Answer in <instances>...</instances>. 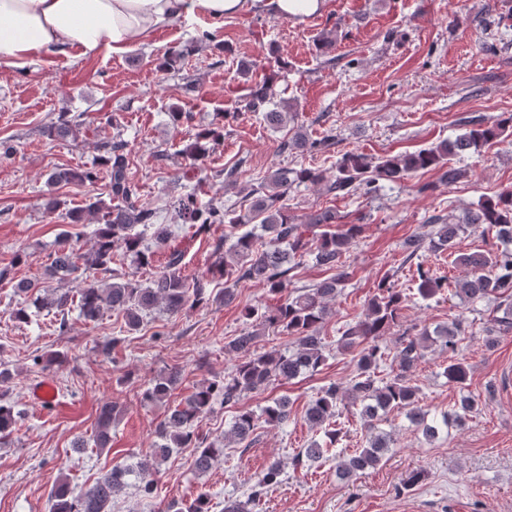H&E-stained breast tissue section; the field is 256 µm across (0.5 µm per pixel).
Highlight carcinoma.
Returning <instances> with one entry per match:
<instances>
[{
	"instance_id": "obj_1",
	"label": "carcinoma",
	"mask_w": 512,
	"mask_h": 512,
	"mask_svg": "<svg viewBox=\"0 0 512 512\" xmlns=\"http://www.w3.org/2000/svg\"><path fill=\"white\" fill-rule=\"evenodd\" d=\"M192 50V45L172 47L160 63L164 71L175 69ZM270 80L252 81L246 96V108L251 112H263V119L273 128L297 119L294 112L265 109L269 103ZM468 129L453 139H443L427 148L415 152L385 157H368L364 154L346 153L336 161L335 174L328 178L317 169L278 168L271 172L266 184L256 189L259 197L246 215L226 211L224 207L210 205L203 209L196 203L193 194L187 193L176 200V213L183 224H189L201 233L212 224L259 225L260 233L244 232L232 241L220 240L214 245V262L207 273L189 278L183 272V252H169L165 266L146 281L128 277L121 282H104V276L113 274L112 259L118 248L132 256L140 268L153 264V255L141 248V237L136 228L151 227L159 243L168 240L167 225L157 223V213L142 201L138 186L129 169L128 152L123 140L101 143V162L107 167L108 200L101 198L88 204L86 211L97 217L95 247L85 256L77 252L66 232L60 234L56 248L49 254V274L64 279L78 271L85 277L77 290L44 288L37 283L19 280L13 284L16 293L33 298L36 311L53 310L60 316L56 331L67 333L68 313L77 309L86 322H94L105 311H113L124 319L127 331H136L143 317L157 308L171 315L186 309L204 307L209 303L229 304L236 298V284L249 280L259 282L271 294H285V298L272 310L258 307L245 309L244 317L250 321L248 331L224 344V351L236 358L230 373L219 379L202 382L183 402L170 409L159 423V442L138 458L135 466L124 463L112 466L93 486L81 488L62 478L55 485L51 498L52 512H108V505L116 495L130 485L131 475L142 481L141 491L150 496L154 493L153 481L148 476L158 473L161 462L178 448H193V467L198 473L208 472L219 458L224 456V447L230 443H253V433L259 416L264 423L279 427L288 422L290 411L288 400L280 398L256 415L250 409H241L233 417L224 440L207 441L197 432V421L209 412L214 399L224 398V403H235L249 393L298 377L304 372H317L329 355V344L321 336V328L331 315L330 302L336 299L348 281L343 257L349 245L363 232L361 224H344L336 210L324 208L308 214L304 221L295 223L288 216L283 200L288 192L301 184L319 185L326 193L337 196L349 195L363 184L370 185L378 179L397 182L412 174L426 170L442 171L440 180L453 184L460 169L453 160L482 150L504 138L512 136V114L487 125L479 116L461 119ZM82 130L81 116L63 112L47 129L50 138L76 139ZM224 139V128L220 126L201 129L194 143L186 152L194 159L208 153L211 145ZM335 137L327 135L321 140H311L302 127H296L294 135L282 145L292 151H326L334 145ZM91 171L63 169L53 172L47 184L91 182ZM481 224L495 230L496 237L512 243V190L504 191L494 200L479 204V208L468 211L463 218L433 216L424 235H415L404 242L407 259H412L425 248L448 251L455 255V263L466 270L465 275L454 281L455 295L465 302L484 298L498 300L492 326L487 329L491 336L512 333V250L500 252L475 251L456 253V239L470 227ZM316 264L336 270L331 278L314 288H297L287 291L291 272L300 267L308 257ZM417 294L430 298L447 284V280L435 277L422 266L416 269ZM224 278V289L209 291L211 280ZM406 296L386 280L378 284V293L368 299L365 313L358 320L338 329L336 352L354 353L357 357V374L350 387L331 384L322 388L310 401L306 410V421L312 428L323 432L324 443L315 442L302 448L292 458L296 468L316 463L337 444L340 435L337 418L340 409L360 405V414L372 432L368 445L358 448L346 456L336 457V470L344 478H351L375 467L390 448V437L379 430L378 422L394 410H407L410 422L422 430L425 438L438 434L439 426L427 421V414L418 406L419 389L408 384L407 373L424 357V352L435 344L444 349L457 351L466 340L461 318L433 329L423 326L410 336L403 333L400 347L394 357L397 367L386 374L382 367L388 354L378 344V339L394 327L401 318ZM271 328L280 329L295 337L296 348L292 351H261L259 338ZM448 382L465 389L469 369L462 358H455L444 370ZM182 379L181 371L169 369L155 378L145 392V398L164 402ZM6 391H0V440L9 439L16 429L19 415L5 401ZM475 402L470 397L462 398L460 406L442 415L441 423L447 427L466 424ZM120 415L114 402L101 405L97 417L96 445L104 448L110 441L112 422ZM283 474L281 462H271L262 476L251 486L248 500L233 502L224 507V512H249V507L260 501L266 489L278 483ZM164 512H209L207 495L199 494L191 503H169Z\"/></svg>"
}]
</instances>
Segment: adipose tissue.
<instances>
[{
    "label": "adipose tissue",
    "mask_w": 512,
    "mask_h": 512,
    "mask_svg": "<svg viewBox=\"0 0 512 512\" xmlns=\"http://www.w3.org/2000/svg\"><path fill=\"white\" fill-rule=\"evenodd\" d=\"M247 0H0V63L34 64L74 50L120 54L174 22L236 15Z\"/></svg>",
    "instance_id": "1"
}]
</instances>
